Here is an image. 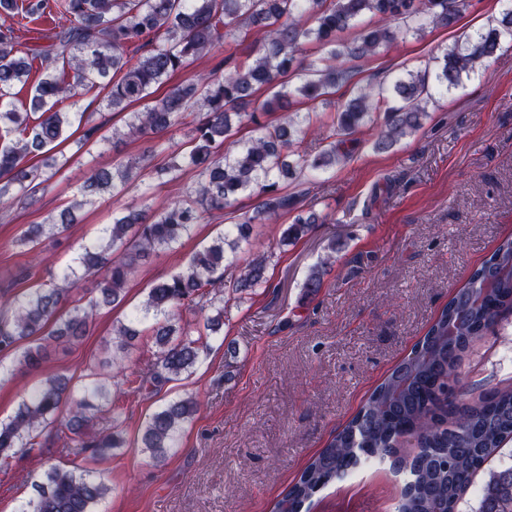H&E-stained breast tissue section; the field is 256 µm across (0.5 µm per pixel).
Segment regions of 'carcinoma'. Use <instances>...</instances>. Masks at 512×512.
Listing matches in <instances>:
<instances>
[{
	"mask_svg": "<svg viewBox=\"0 0 512 512\" xmlns=\"http://www.w3.org/2000/svg\"><path fill=\"white\" fill-rule=\"evenodd\" d=\"M56 7L66 24L52 34V43L45 48L20 41L11 27L0 28V107L13 95L15 85L27 81L33 64L42 70L29 110L0 112V205L39 203L50 176L34 159L64 141L73 118L84 123L85 140L98 134L102 125L93 115L57 109L75 98L77 88L86 83L106 91L112 110L120 112L150 96L152 87L172 82L144 111L128 113L127 135L161 134L179 125L191 109L203 111L183 162L171 157L153 168L157 176L176 182L188 165L195 172V182L187 188L185 199L161 207L155 206L150 188H144L137 205L116 214L103 236L83 246L54 276L50 287L36 288L1 307V353H17L21 366L38 365L43 345L23 342L34 336L44 341L86 335L101 309L125 300L136 265L173 248L206 216L237 204L244 192L257 188L265 195L250 215L195 253L185 270L153 284L144 305L115 327L113 363L121 373V354L140 335L139 327L149 318L154 320L149 335L158 348V360L150 377L140 381L143 387L191 372L209 337L219 335L224 325V292L240 300L267 284L263 256L252 258L238 276L224 279L234 264L226 251L233 252L240 241L248 240L252 225L286 215L294 207L295 199L279 192L280 180L306 169L333 168L346 159L341 140L312 158L298 150L313 125L308 112L286 114L227 156L222 149L235 135L231 114L256 93L269 89L274 93L263 103L267 112L286 113L288 97L294 92L309 102H324L336 86L350 80L346 58L373 56L401 33L451 26L464 16L469 0H57ZM17 9L38 20L49 9V0H27L21 6L17 0H0V12ZM367 16L382 24L366 25L351 42L339 43L343 32ZM253 28L264 32L263 41L241 55L232 69L174 81L214 44L229 35L245 37ZM506 40L512 41V9L497 25L448 47L436 70L426 66L397 78L393 95L382 88L359 89L337 106L333 134L349 136L375 123L374 150H390L421 127L432 89L459 87ZM310 41L331 50L320 64L308 66L307 78L295 91H288V76L302 67L298 52ZM140 178L136 162L93 169L78 198L51 223L31 226L17 243L37 253L41 238L76 222L75 212L98 194L110 190L114 196L121 195ZM321 220L314 206H308L283 230V242L302 238ZM339 247L338 241H330L324 256L310 268L303 283L307 293L322 288ZM80 273L100 276L96 295L87 305L62 315L61 304ZM185 303L216 309V315L206 317L203 328L196 330L195 339L172 321L174 309ZM507 313H512V235L502 238L471 271L424 336L289 484L275 512H302L360 457L395 455L397 448L410 441L415 442L413 455L398 458L410 473L398 512H457L463 495L483 474L488 479L475 512H512V464L494 467L503 448L512 443V389L497 390L470 403L465 400L467 391L450 386L458 381L462 354ZM110 397V390L94 382L73 384L67 377L45 380L8 421L0 420V470H8L18 453L40 450L42 436L49 430L58 437H72L76 447L97 456L122 447L120 416L113 417L108 434L88 427L99 402ZM197 410L191 398L165 404L146 421L142 447L156 461L166 459L180 447L184 426ZM34 490L35 499L20 512H96L95 505L108 493L104 482L58 466L49 468L34 483Z\"/></svg>",
	"mask_w": 512,
	"mask_h": 512,
	"instance_id": "carcinoma-1",
	"label": "carcinoma"
}]
</instances>
